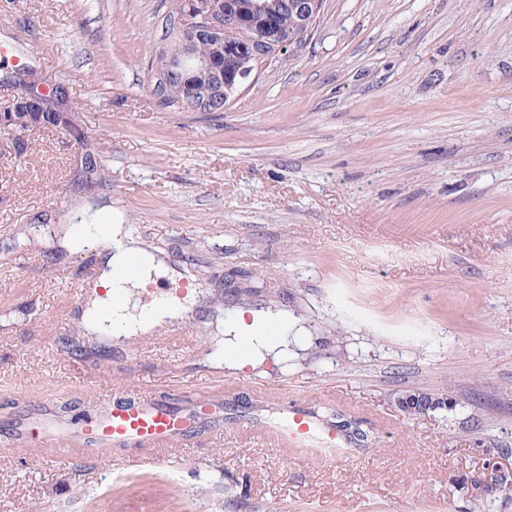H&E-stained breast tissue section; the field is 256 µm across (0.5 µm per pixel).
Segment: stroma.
I'll return each instance as SVG.
<instances>
[{
    "mask_svg": "<svg viewBox=\"0 0 512 512\" xmlns=\"http://www.w3.org/2000/svg\"><path fill=\"white\" fill-rule=\"evenodd\" d=\"M165 34L162 0H0V70L32 61L82 131L0 153V512H512V0H326L220 112L156 102ZM116 214L166 263L155 299L193 285L149 337L82 323L106 252L74 227ZM250 309L303 330L287 366L225 370ZM115 392L218 408L152 464L33 441ZM300 403L372 443L288 442ZM442 399L444 402H442ZM447 398L433 396L429 393L409 391L402 393L397 399L398 408L407 414L421 415L443 406ZM333 412L334 411L331 410L330 408L324 407L321 408V410H317V415L318 417L324 420L330 421L331 423H335L334 425L336 426H340L341 430H351V433L359 442L368 443L369 439L372 438L370 434L371 431L362 428L361 423L346 421L343 415L338 414L337 412L335 414ZM335 419L336 421H333Z\"/></svg>",
    "mask_w": 512,
    "mask_h": 512,
    "instance_id": "obj_1",
    "label": "stroma"
}]
</instances>
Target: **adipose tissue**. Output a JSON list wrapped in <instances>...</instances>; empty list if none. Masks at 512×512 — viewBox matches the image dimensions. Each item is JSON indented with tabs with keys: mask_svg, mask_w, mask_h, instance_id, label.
Returning <instances> with one entry per match:
<instances>
[{
	"mask_svg": "<svg viewBox=\"0 0 512 512\" xmlns=\"http://www.w3.org/2000/svg\"><path fill=\"white\" fill-rule=\"evenodd\" d=\"M108 233L117 241L114 250L107 255V272L102 279L109 294L93 300L85 312V318L90 329L101 333L108 332L115 324L132 334L147 331L162 321L167 309L163 306H143L134 313L130 310L131 298L134 290L158 277L163 267L160 261L145 251L121 245V224H110ZM133 256L139 261V278H121V270ZM272 353L283 357L288 354L287 320L276 321L271 315L256 313L248 320L238 318L225 323L224 364L227 368L256 366Z\"/></svg>",
	"mask_w": 512,
	"mask_h": 512,
	"instance_id": "ef3b65f1",
	"label": "adipose tissue"
}]
</instances>
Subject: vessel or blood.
<instances>
[{
  "mask_svg": "<svg viewBox=\"0 0 512 512\" xmlns=\"http://www.w3.org/2000/svg\"><path fill=\"white\" fill-rule=\"evenodd\" d=\"M197 422L192 413H182L142 395L134 399L116 394L99 415L88 421L78 434L47 424L42 444L62 456H83L99 448H137L143 458L157 453L191 432ZM315 431L304 407L296 406L288 419L287 438L306 441Z\"/></svg>",
  "mask_w": 512,
  "mask_h": 512,
  "instance_id": "1",
  "label": "vessel or blood"
}]
</instances>
